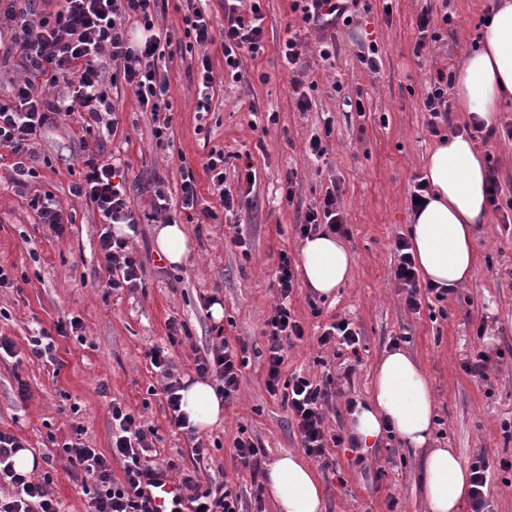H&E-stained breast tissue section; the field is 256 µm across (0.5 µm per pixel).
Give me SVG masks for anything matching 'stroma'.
<instances>
[{"instance_id": "1", "label": "stroma", "mask_w": 512, "mask_h": 512, "mask_svg": "<svg viewBox=\"0 0 512 512\" xmlns=\"http://www.w3.org/2000/svg\"><path fill=\"white\" fill-rule=\"evenodd\" d=\"M498 0H362L350 25L336 30V54L321 60L316 51L304 59L315 83L309 111L293 100L291 69L278 52L288 36L318 35L302 30L290 0H265L267 51L258 59L243 56L241 80L224 71L221 44L209 46L215 76L211 110L196 112V72L189 58L175 56L169 77V142L157 146L151 113L140 111L129 87L112 91L119 119L107 153L124 163L131 197L145 215L132 246L143 264L139 288H107L109 273L98 252L104 225L98 212L71 188L86 155L84 133L74 118L61 117L36 146L35 174L13 180L15 157L0 149V266L14 275V285L0 288V336L11 339L15 357L0 360V430L17 435L40 461L39 476L61 512H84L86 497L60 454L63 443L77 440L109 452L110 407L119 403L157 430L159 439L149 464L174 462L171 475L195 474L200 487L232 484L243 494L245 512H277L270 500L255 504L254 479L234 459V442L247 436L264 449L262 464L292 452L302 454L297 429L279 399L265 387L264 340L267 315L277 303L273 278L281 252L299 257L295 226L324 197L338 191L339 208L350 232L345 243L355 259L351 279L336 295L317 297L299 284L292 299L305 328L303 339L286 351L284 374L304 373L330 382L332 395L323 411L329 429L347 433L349 403L367 398L376 368L392 346L411 354L427 373L434 394L432 445L451 448L464 460L485 455L490 469L491 512H512V471L500 460L512 457V436L502 429L512 420V224L492 212L475 239L477 261L469 283L441 302H423L409 310L392 276V245L406 234L416 175L437 139L427 126L422 99L437 70H459L465 51L486 33L484 16ZM432 10L437 41L414 56L417 17ZM378 46L381 64L370 71L359 61L363 44ZM332 118L327 154L315 159L307 150L312 134ZM497 134L482 149L498 171L504 193L512 194V99L493 118ZM224 152V185L239 196L234 213H225L203 159L211 149ZM192 169L199 200L215 219L196 224L177 214L192 241L187 262L160 272L151 220L156 192L178 205L182 168ZM256 174L247 184L246 169ZM52 195L70 223L63 235L43 224L30 200ZM242 235L246 248L232 245ZM217 296L224 318L214 323L203 307ZM82 322L81 334L57 333L70 317ZM352 322L360 336L358 353L336 345L319 346L320 326L336 319ZM184 322L186 334L168 337L169 320ZM485 324V337L475 328ZM54 337L56 365L32 357L28 338L36 328ZM248 345V365L239 391L224 407L221 426L201 439L209 457L195 463L192 436L170 422L161 388L163 379L146 352L168 349L175 378L194 375V353L217 336ZM493 344H486V337ZM490 362L484 376L466 374L462 364L478 352ZM336 471L318 469L324 512H428L422 482V453L397 437H383L374 447L334 449Z\"/></svg>"}]
</instances>
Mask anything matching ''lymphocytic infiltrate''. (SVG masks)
I'll list each match as a JSON object with an SVG mask.
<instances>
[{
	"instance_id": "obj_1",
	"label": "lymphocytic infiltrate",
	"mask_w": 512,
	"mask_h": 512,
	"mask_svg": "<svg viewBox=\"0 0 512 512\" xmlns=\"http://www.w3.org/2000/svg\"><path fill=\"white\" fill-rule=\"evenodd\" d=\"M38 0H0V23L11 31V41L0 50V63H16L19 76L7 81L8 100H0V148L17 157L16 176L27 173L26 161L35 159L36 144L56 124L60 115L76 116L97 144L114 136L118 119L111 89L130 86L141 111L157 113L169 91V80L159 63L173 42L170 30L157 28L154 18L159 0H56L55 12L38 15ZM183 36L199 47L196 60L198 91L196 109H211L215 77L207 53L209 45L222 43L224 65L236 70L242 55L258 58L266 51L263 0H223L224 23L214 27L209 15L186 0ZM292 12L319 35L317 49L322 58L335 50L334 28L352 15L351 0H291ZM454 74L437 71L423 98L428 128L439 134L453 128L448 90ZM58 94L48 97L46 87ZM120 162L108 163L89 154L80 179L71 192L85 198L99 212L107 229L99 236V250L110 274L109 288H137L142 281L143 261L126 238L112 234L110 227L125 224L137 228L140 215L122 180ZM328 225L345 233L335 190H327L320 206L309 209L296 231L306 239ZM404 237H397L393 249L397 263L393 275L405 295L409 310H419L422 294L444 301L449 291L432 284L421 285L415 260ZM279 302L267 315L262 330L266 343L265 386L270 396L281 398L294 422L308 456L323 467L333 466L332 448L342 447V434L329 431L323 407L331 390L301 375H284L286 349L302 339L304 328L289 303L296 288L295 268L288 253H281L275 276ZM246 345L221 340L195 353L197 375L216 377L225 401H233L239 390L242 370L247 365ZM110 453L68 442L62 446L88 495L87 512H150L144 495L146 486L165 476V469L145 462L158 439L154 428L137 423L133 414L113 405ZM23 446L13 434L0 431V485L8 484L12 494L0 498V512H60L47 482L19 474L13 455ZM123 465V477H112L113 461ZM183 503L188 512H243L242 495L227 483L202 490L191 476L182 479Z\"/></svg>"
}]
</instances>
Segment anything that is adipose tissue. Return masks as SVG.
<instances>
[{
  "mask_svg": "<svg viewBox=\"0 0 512 512\" xmlns=\"http://www.w3.org/2000/svg\"><path fill=\"white\" fill-rule=\"evenodd\" d=\"M465 112L491 121L503 100L512 97V0H501L482 47L468 53L455 82ZM486 160L475 140L465 134L439 141L429 155L426 206L414 213L408 228L412 251L424 280L445 288L465 286L476 262L473 238L491 217ZM155 246L171 266L186 262L191 241L184 225L161 224ZM300 262L310 290L326 298L351 276L353 256L337 237L319 233L305 239ZM180 409L196 431L224 422V399L209 381L185 378ZM434 402L429 378L419 363L400 349L380 361L370 396L356 402L349 431L361 447L387 433L407 447L424 450L423 488L428 512H460L469 497L470 471L450 448L431 447ZM266 490L278 512H323V491L315 470L301 457L285 453L267 467Z\"/></svg>",
  "mask_w": 512,
  "mask_h": 512,
  "instance_id": "obj_1",
  "label": "adipose tissue"
}]
</instances>
